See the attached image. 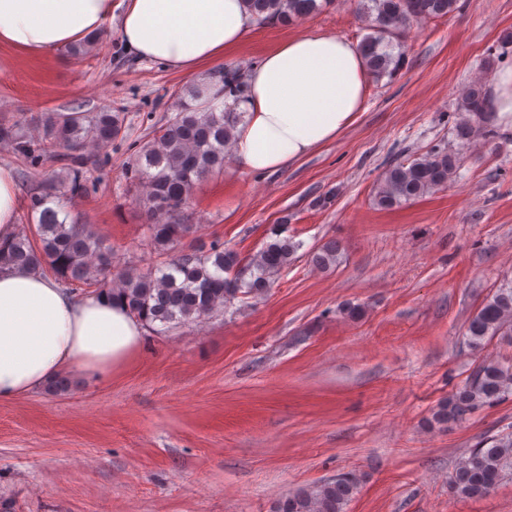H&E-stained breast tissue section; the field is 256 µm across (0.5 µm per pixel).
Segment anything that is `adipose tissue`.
<instances>
[{"mask_svg":"<svg viewBox=\"0 0 512 512\" xmlns=\"http://www.w3.org/2000/svg\"><path fill=\"white\" fill-rule=\"evenodd\" d=\"M119 32L140 60L196 76L207 99L225 103L210 65L250 37L244 0H122ZM112 0H0V45L51 56L96 33ZM367 71L357 43L309 29L266 51L248 71L244 114L232 141L235 163L272 175L354 125ZM144 328L119 301L75 297L51 277L0 271V400L27 395L67 370L121 367Z\"/></svg>","mask_w":512,"mask_h":512,"instance_id":"1","label":"adipose tissue"}]
</instances>
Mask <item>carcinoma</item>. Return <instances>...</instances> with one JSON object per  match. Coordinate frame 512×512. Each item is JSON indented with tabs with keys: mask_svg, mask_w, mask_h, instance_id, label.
Returning a JSON list of instances; mask_svg holds the SVG:
<instances>
[{
	"mask_svg": "<svg viewBox=\"0 0 512 512\" xmlns=\"http://www.w3.org/2000/svg\"><path fill=\"white\" fill-rule=\"evenodd\" d=\"M260 24H288L320 8L317 0H245ZM369 22L361 50L374 78L393 76L404 63V53L393 54V40L411 21L436 18L453 10L457 0H358ZM205 95L204 88L187 91L190 100L178 96V112L151 131L144 143H134L135 161L128 168L130 184L140 187L146 216L147 246L161 258L140 270L126 266L114 271V251L103 236L78 218L53 207V190L61 183L70 196L87 192V159L82 151L90 145H107L119 134L124 122L120 112L110 109L79 119L57 112H45L39 135L26 132L30 119L19 112L9 124L0 125V143L8 145L26 167L47 162L62 165L32 208L40 210L38 223L25 224L5 243H0V270L32 267L49 270L71 293L87 288L97 294L118 297L130 314L156 332L176 325L200 321L231 307L245 296L263 295L270 280L291 264L301 243L273 232L275 239L246 258L224 242L213 240L209 248L193 252L176 250L192 230L181 222L198 181L224 168L233 132L242 121L239 112L200 109L192 102ZM457 137L469 142L489 137L487 97L483 84L474 82L465 90L460 104ZM460 157L435 151L408 163H396L385 172L376 194L383 209L399 207L423 195L440 190L459 167ZM338 246L330 241L312 254V262L325 267L336 260ZM466 336L471 347L482 348L496 336H512V285L498 288L469 319ZM512 395V365L481 364L470 378L448 394L432 413L431 423L445 426L461 420L479 406L494 405ZM512 472V436L481 443L458 462L451 481L454 494L477 498L490 494L505 472ZM357 478L347 473L315 487L299 490L279 501L275 512H347L357 490Z\"/></svg>",
	"mask_w": 512,
	"mask_h": 512,
	"instance_id": "obj_1",
	"label": "carcinoma"
}]
</instances>
